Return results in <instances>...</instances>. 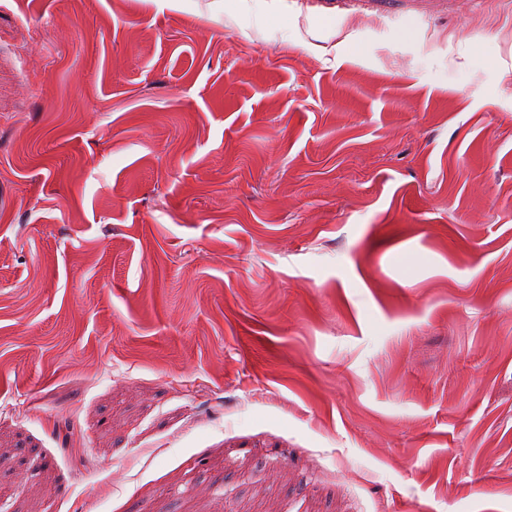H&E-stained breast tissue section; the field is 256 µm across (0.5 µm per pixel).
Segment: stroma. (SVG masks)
Returning a JSON list of instances; mask_svg holds the SVG:
<instances>
[{"label": "stroma", "mask_w": 512, "mask_h": 512, "mask_svg": "<svg viewBox=\"0 0 512 512\" xmlns=\"http://www.w3.org/2000/svg\"><path fill=\"white\" fill-rule=\"evenodd\" d=\"M0 512H512V0H0Z\"/></svg>", "instance_id": "1"}]
</instances>
